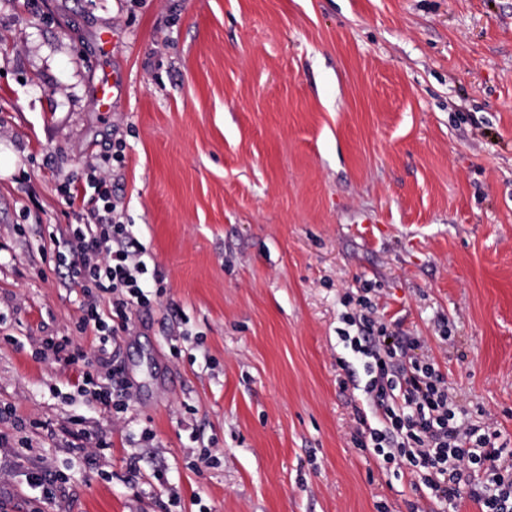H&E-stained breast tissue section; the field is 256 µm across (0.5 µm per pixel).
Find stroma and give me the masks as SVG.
I'll use <instances>...</instances> for the list:
<instances>
[{"mask_svg": "<svg viewBox=\"0 0 512 512\" xmlns=\"http://www.w3.org/2000/svg\"><path fill=\"white\" fill-rule=\"evenodd\" d=\"M118 139L165 291L118 341L110 417L33 351L94 350L58 187ZM5 153L0 430L24 445L0 447V512H443L354 443L338 331L364 295L512 441V0H0ZM77 418L112 439L94 463L46 434Z\"/></svg>", "mask_w": 512, "mask_h": 512, "instance_id": "stroma-1", "label": "stroma"}]
</instances>
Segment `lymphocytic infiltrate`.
<instances>
[{
	"instance_id": "f902f5d3",
	"label": "lymphocytic infiltrate",
	"mask_w": 512,
	"mask_h": 512,
	"mask_svg": "<svg viewBox=\"0 0 512 512\" xmlns=\"http://www.w3.org/2000/svg\"><path fill=\"white\" fill-rule=\"evenodd\" d=\"M123 151L122 141L113 142L100 162L60 186L66 204L87 215L58 263L82 288L78 330L93 333L95 350L84 356L67 336L43 337L37 349L41 355L52 352L64 365L82 364L79 392L108 415L128 410L131 387L118 377L110 346L130 334L136 314L162 294L146 277L144 247L123 224L120 201L112 193L108 169L122 163ZM374 313L371 302H362L339 335L363 365L365 402L369 416L377 418L373 424L369 416L359 418L360 446L384 469L428 488L439 503L456 506L468 495L479 512H512V448L499 430L457 414L434 364L411 356V337L395 339L375 329Z\"/></svg>"
}]
</instances>
